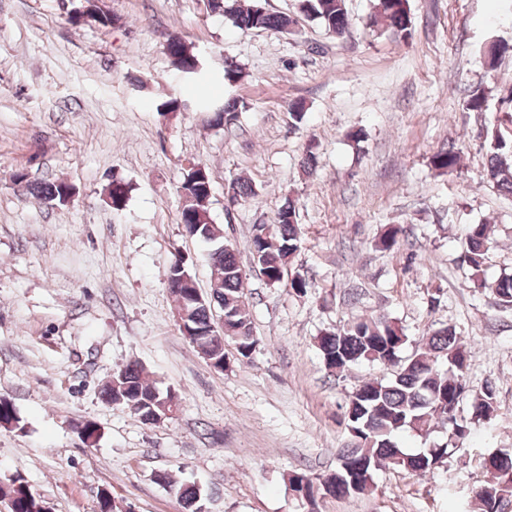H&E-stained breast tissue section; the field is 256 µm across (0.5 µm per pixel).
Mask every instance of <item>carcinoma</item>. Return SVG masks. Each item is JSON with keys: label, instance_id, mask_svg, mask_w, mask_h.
I'll return each mask as SVG.
<instances>
[{"label": "carcinoma", "instance_id": "obj_1", "mask_svg": "<svg viewBox=\"0 0 512 512\" xmlns=\"http://www.w3.org/2000/svg\"><path fill=\"white\" fill-rule=\"evenodd\" d=\"M213 13L228 16L242 31L254 29L289 32L295 19L284 13L272 12L261 5V0H209ZM298 11L317 22L325 30L338 36L344 34L350 20L345 0H298ZM374 16L381 21V29L395 35L408 34L411 25L409 0H378ZM77 22L92 20L102 26L112 24V17L101 10L97 0H85V5L73 16ZM166 52L174 69L188 77L193 76L197 56L178 38L168 40ZM240 104L235 99L224 103L214 113L212 123L230 126L237 121ZM485 178L500 190L512 194V141L495 132L487 147ZM461 149L450 145L431 157L433 168L441 173L458 169ZM185 203L180 210V223L192 237L212 244L208 253L211 268L209 299L199 302L198 288L170 289L177 308L184 311L190 343L201 347L210 360L217 361L219 370L229 365L224 346L208 336L215 324L210 299H216L215 308L224 310V341L235 345L238 356L248 359L256 340L253 336L249 303L242 288L243 269L235 250L224 244L221 228L210 222L206 207L211 193L210 173H201L197 164H191L183 174L181 184ZM232 197L246 201L255 196L252 183L245 179L233 181L229 187ZM26 194L42 202L49 198L57 204L69 202L73 187L65 181L34 182ZM301 230L296 221L293 201L284 203L277 212L276 230L265 224H255L250 238L252 263L265 275L266 282L275 286L283 282L287 267L298 249ZM404 235L400 224H388L377 245L384 251L399 248ZM494 244L488 225L469 227L461 261L471 272L472 280L495 295L501 305L512 307V277L505 276L489 282L484 276L485 256ZM407 338L392 320L385 316L353 322L336 331H325L318 337L326 370L341 374L351 366L367 361L393 368L388 378L369 379L353 390L346 406V427L350 444L338 457L336 472L348 473L345 480L323 481L314 485L309 476L294 471L288 474L291 488L306 484L310 506L316 505L319 491L341 498L371 490L374 473L382 467L403 468L411 472H425L441 465L450 457L449 444L459 442L472 427L488 422L494 416L495 391L489 385L475 393L465 403L469 380L468 344L451 325L433 330L422 347L404 354ZM117 385L107 382L101 390L102 400L112 406L129 410L143 423H150L152 413L175 404L176 396L162 391L144 376L142 366L130 361L114 374ZM21 419L10 400L0 397V426L20 427ZM448 431L449 443L425 448L409 454L398 448L397 436L403 431L427 433L436 427ZM491 479L474 490V499L480 512H503L512 501V452L483 460ZM156 480L174 492L183 502L185 512H203L205 497L194 486L180 484L164 474ZM8 497L10 512H42L43 500L31 490L24 477L13 475L0 482V496Z\"/></svg>", "mask_w": 512, "mask_h": 512}]
</instances>
